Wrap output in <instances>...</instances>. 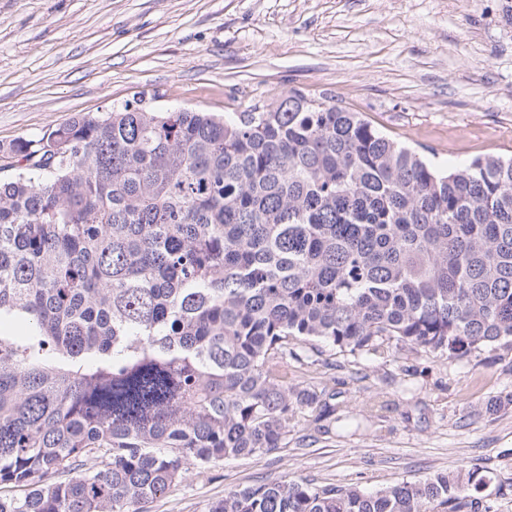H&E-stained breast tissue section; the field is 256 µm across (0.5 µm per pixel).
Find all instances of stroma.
<instances>
[{
    "mask_svg": "<svg viewBox=\"0 0 512 512\" xmlns=\"http://www.w3.org/2000/svg\"><path fill=\"white\" fill-rule=\"evenodd\" d=\"M361 113L451 169L512 155V0H0V143L135 97L234 116L289 91ZM291 382L332 394L287 447L189 468L150 512L301 477L377 490L458 466L512 473V350L449 363L322 343Z\"/></svg>",
    "mask_w": 512,
    "mask_h": 512,
    "instance_id": "stroma-1",
    "label": "stroma"
}]
</instances>
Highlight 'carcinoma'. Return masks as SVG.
Returning a JSON list of instances; mask_svg holds the SVG:
<instances>
[{
  "instance_id": "obj_1",
  "label": "carcinoma",
  "mask_w": 512,
  "mask_h": 512,
  "mask_svg": "<svg viewBox=\"0 0 512 512\" xmlns=\"http://www.w3.org/2000/svg\"><path fill=\"white\" fill-rule=\"evenodd\" d=\"M0 512H148L190 467L272 452L324 342L448 362L512 348V157L444 169L291 91L233 117L142 99L0 144ZM463 466L302 478L208 512H501Z\"/></svg>"
}]
</instances>
